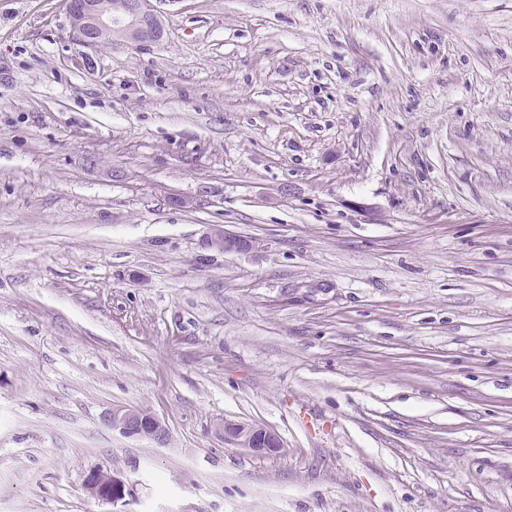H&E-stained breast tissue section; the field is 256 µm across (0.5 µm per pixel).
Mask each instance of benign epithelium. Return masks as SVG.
<instances>
[{"label":"benign epithelium","mask_w":512,"mask_h":512,"mask_svg":"<svg viewBox=\"0 0 512 512\" xmlns=\"http://www.w3.org/2000/svg\"><path fill=\"white\" fill-rule=\"evenodd\" d=\"M151 0H65L70 18L72 38L84 46L99 45L103 39H124L136 46L161 40L159 19L151 9ZM224 244L226 251H247L259 247L253 238L213 228L204 244L215 247ZM104 423L126 437L148 438L158 445L168 440V432L155 416L135 407H119L103 415ZM215 434L224 444L255 454H274L284 450L279 436L264 427L224 421L215 425ZM86 494L103 503L113 504L122 499L123 484L106 466L89 472L84 480Z\"/></svg>","instance_id":"benign-epithelium-1"}]
</instances>
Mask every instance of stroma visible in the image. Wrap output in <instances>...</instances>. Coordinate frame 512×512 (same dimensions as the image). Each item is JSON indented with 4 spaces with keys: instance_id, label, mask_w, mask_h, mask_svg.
<instances>
[{
    "instance_id": "1",
    "label": "stroma",
    "mask_w": 512,
    "mask_h": 512,
    "mask_svg": "<svg viewBox=\"0 0 512 512\" xmlns=\"http://www.w3.org/2000/svg\"><path fill=\"white\" fill-rule=\"evenodd\" d=\"M151 3L0 0V512H512V0ZM103 1V2H99ZM151 0H65L72 38L84 46L121 38L142 46L161 40ZM223 242L224 251H247L259 248L260 245L257 239L231 234L221 228H212L204 238V244L209 247H215ZM103 421L126 437L148 438L158 445H165L168 440V432L162 422L135 407L113 408L103 415ZM215 434L225 445L242 448L255 454H274L284 450L283 443L275 432L258 425L219 422L215 425ZM123 484L116 480L112 471L106 466H99L90 471L84 480L86 494L103 503L113 504L122 499Z\"/></svg>"
}]
</instances>
